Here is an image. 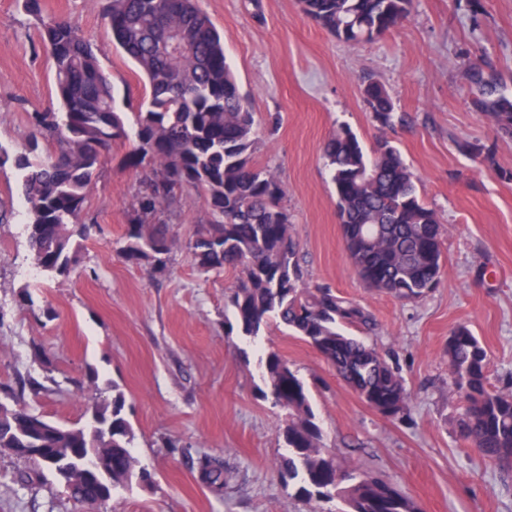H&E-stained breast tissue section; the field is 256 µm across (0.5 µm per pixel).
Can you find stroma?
I'll return each instance as SVG.
<instances>
[{"mask_svg": "<svg viewBox=\"0 0 512 512\" xmlns=\"http://www.w3.org/2000/svg\"><path fill=\"white\" fill-rule=\"evenodd\" d=\"M224 35V50L256 114L257 165L285 190L282 201L301 245L304 282L364 306L376 327L365 340L389 356L409 393L400 420L369 408L300 336L280 324L250 343L225 325L233 270L202 272L187 248L212 217L204 194L176 191L164 214L176 247L163 271L118 253L142 173L114 147L86 201L87 239L64 276L37 269L12 162L29 141V115L57 109L54 62L39 45L37 16L22 0H0V401L23 389L32 412L83 425L94 399L120 388L135 438L137 469L151 475L112 496V512H322L280 474L288 449L285 413L263 399L264 352L287 358L306 382L322 443L348 465L388 476L419 512H512V466L494 467L464 446L462 414L450 390L446 345L468 326L490 355L489 387L512 392V136L474 106L468 78L479 63L512 95V0H415L382 38L336 39L298 0H195ZM42 14L69 18L90 41L118 101L140 103L144 81L112 44L101 0H41ZM375 80L405 122L380 129L362 89ZM347 125L366 150L388 138L439 215L444 273L417 302L366 287L343 249L336 196L322 145ZM493 151L484 162L457 141ZM223 458L228 481L215 493L200 457ZM29 474L20 485L21 474ZM0 512H97L73 502L54 475L0 452Z\"/></svg>", "mask_w": 512, "mask_h": 512, "instance_id": "1", "label": "stroma"}]
</instances>
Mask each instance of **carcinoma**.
Wrapping results in <instances>:
<instances>
[{"mask_svg": "<svg viewBox=\"0 0 512 512\" xmlns=\"http://www.w3.org/2000/svg\"><path fill=\"white\" fill-rule=\"evenodd\" d=\"M320 27L351 44L370 43L397 28L413 0H299ZM40 24V40L55 66L60 111L30 115L31 147L14 164L27 203L28 245L35 264L64 275L86 235L85 202L114 144L129 143L125 165L150 167L136 198V218L124 233L121 257L166 267L175 241L160 220L177 189L205 193L212 223L189 242L204 271L228 268L237 281L227 296L237 329L256 337L271 319L287 326L319 353L367 405L396 419L408 409L403 378L375 348L344 331L369 327L370 314L356 301L325 288L301 284L299 244L281 200L284 190L269 170L257 167L254 112L224 53V37L194 0H104L113 44L144 75L149 92L135 113L134 134L117 105L109 77L92 45L62 16L42 17L40 0H24ZM468 77L479 92L477 106L498 131L512 134V97L475 62ZM363 98L382 128L403 121L385 87L370 81ZM49 148L38 152L39 140ZM460 153L491 160L475 142H456ZM323 157L336 194L343 248L359 278L399 300L426 297L443 268V225L419 197L413 174L390 140H378L369 155L349 128L325 141ZM451 389L463 404L460 438L494 466L512 463V392L486 387L488 353L465 325L454 328L446 347ZM264 398L286 412L283 437L288 457L282 469L299 481L297 494L339 501L343 512H417L391 481L344 465L321 444V430L308 389L288 361L271 351L265 361ZM112 399L93 403L85 425L49 422L20 403L0 402V452L54 471L50 458L68 459L77 448L112 449V486L136 476L132 425L117 386ZM210 486L224 489V465L204 456ZM78 503L95 505L99 484L65 486ZM102 500V499H100ZM112 512V497L102 500Z\"/></svg>", "mask_w": 512, "mask_h": 512, "instance_id": "carcinoma-1", "label": "carcinoma"}]
</instances>
